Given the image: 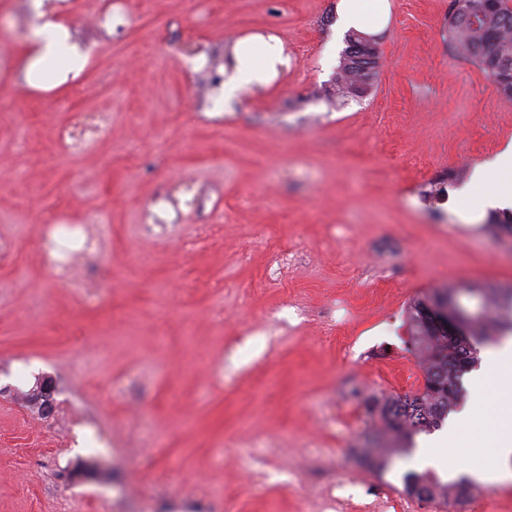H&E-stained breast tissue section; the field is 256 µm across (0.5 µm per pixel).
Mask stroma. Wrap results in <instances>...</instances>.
I'll list each match as a JSON object with an SVG mask.
<instances>
[{
	"label": "stroma",
	"mask_w": 512,
	"mask_h": 512,
	"mask_svg": "<svg viewBox=\"0 0 512 512\" xmlns=\"http://www.w3.org/2000/svg\"><path fill=\"white\" fill-rule=\"evenodd\" d=\"M50 2L88 58L33 87L30 0H0V512H303L343 472L357 506L512 512V482L406 496L405 472L449 479L433 434L381 475L356 459L365 399L423 387L409 302L512 284V234L464 222L453 178L512 139V98L450 55L449 0H387L344 105L340 0ZM251 35L288 64L225 102ZM48 224L95 242L82 284ZM361 35H363L362 39ZM361 40L368 48L373 47L377 41L372 36L355 31H351L345 36L346 46L341 52L335 77L336 97L341 100L367 96L378 80L380 68L378 44H375L376 48L366 50V55L370 60H365L361 59L359 53H355L353 50L355 45L361 43ZM366 65H371L370 70H366ZM52 228L46 230L43 240L42 249L48 265L64 273L69 260L70 250L65 246H59L58 242L51 236ZM55 386L51 380H43L33 389L30 394V401L41 411L43 415H48L53 407V394Z\"/></svg>",
	"instance_id": "stroma-1"
}]
</instances>
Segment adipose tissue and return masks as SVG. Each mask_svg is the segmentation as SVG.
Returning <instances> with one entry per match:
<instances>
[{"mask_svg":"<svg viewBox=\"0 0 512 512\" xmlns=\"http://www.w3.org/2000/svg\"><path fill=\"white\" fill-rule=\"evenodd\" d=\"M38 19L34 29L35 52L26 68L30 85L38 86L47 75L58 77L79 71L87 58L80 44L73 41L69 29L56 18L47 17L43 0H32ZM470 193L476 194L479 209L512 208V142L507 143L493 160L478 164L473 173ZM512 385V342L494 351L484 361V370L475 384L476 406L470 414L473 431L484 430L490 416L512 413V395L488 392V383ZM435 452L447 457L449 472H464L479 481L506 483L512 481V426L501 423L492 451L482 458H466L448 446L447 438H439Z\"/></svg>","mask_w":512,"mask_h":512,"instance_id":"1","label":"adipose tissue"}]
</instances>
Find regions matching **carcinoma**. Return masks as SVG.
Instances as JSON below:
<instances>
[{
  "mask_svg": "<svg viewBox=\"0 0 512 512\" xmlns=\"http://www.w3.org/2000/svg\"><path fill=\"white\" fill-rule=\"evenodd\" d=\"M346 46L336 69V97L362 98L379 77L380 50H366L368 59L355 53L361 34L345 36ZM448 49L474 60L507 97L512 98V0H450ZM477 292L482 312L473 314L459 297ZM408 343L425 361L423 390L415 394L372 396L365 401L371 438L358 452L360 464L382 473L394 460L410 453L415 437L429 433L448 417L463 397L462 376L479 363L480 348L512 333V289L473 288L463 285L435 288L411 301L406 310ZM462 328V337L443 333L436 321ZM475 491L465 479L442 482L433 474L407 473L403 493L444 504L470 498Z\"/></svg>",
  "mask_w": 512,
  "mask_h": 512,
  "instance_id": "cac0c4a2",
  "label": "carcinoma"
}]
</instances>
